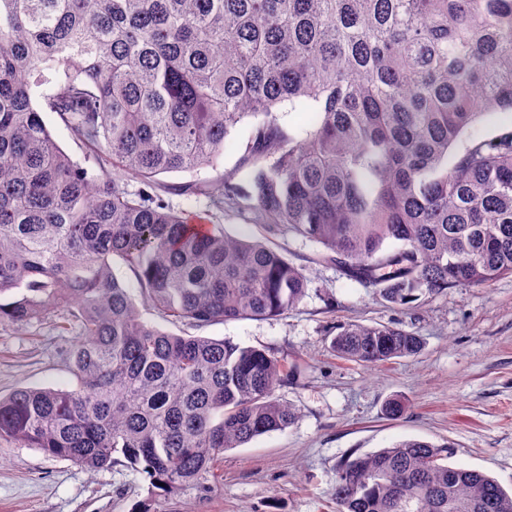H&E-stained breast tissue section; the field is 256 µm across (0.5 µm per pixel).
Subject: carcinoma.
Here are the masks:
<instances>
[{"label": "carcinoma", "instance_id": "cac0c4a2", "mask_svg": "<svg viewBox=\"0 0 512 512\" xmlns=\"http://www.w3.org/2000/svg\"><path fill=\"white\" fill-rule=\"evenodd\" d=\"M304 116L287 130L283 105ZM93 152L85 167L43 118ZM512 0H0V329L52 312L77 329L72 389L0 396V437L87 469L123 464L146 502L213 491L217 457L297 418L269 350L175 334L276 317L310 278L284 249L232 236L166 194H208L321 247L409 307L512 275ZM217 183L159 176L218 166ZM134 179L140 187L129 189ZM330 347L378 364L417 354L396 325L350 323ZM417 439L343 461L337 512H512L491 476ZM247 137L245 129L239 130L232 139L235 140L237 146L228 148L224 151V156L221 158L219 165L215 169H206L200 171L197 175L190 173H171L159 176V180L164 183H185L194 180H215L224 175L225 172L233 171L239 168L240 157L244 151L241 146L242 142Z\"/></svg>", "mask_w": 512, "mask_h": 512}]
</instances>
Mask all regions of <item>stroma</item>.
Instances as JSON below:
<instances>
[{
	"label": "stroma",
	"instance_id": "obj_1",
	"mask_svg": "<svg viewBox=\"0 0 512 512\" xmlns=\"http://www.w3.org/2000/svg\"><path fill=\"white\" fill-rule=\"evenodd\" d=\"M230 233L289 250L312 280L286 314L210 325L207 336L265 347L291 376L277 396L299 411L285 430L265 434L217 460L214 491L156 498L154 512H336L340 463L405 439L453 442L455 464L512 492V276L458 286L401 309L334 265L313 263L316 244L270 231L231 211L214 214ZM396 323L416 332L422 352L383 364L348 361L329 348L337 325ZM75 330L49 316L0 331V395L28 386H74L67 360ZM393 398L402 416L384 413ZM143 476L115 465L89 471L0 438V512H134Z\"/></svg>",
	"mask_w": 512,
	"mask_h": 512
}]
</instances>
